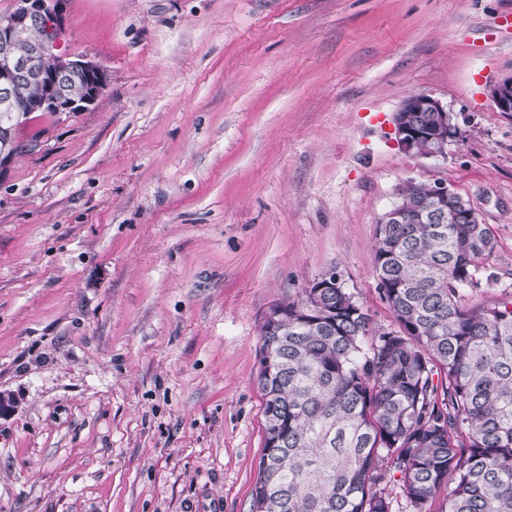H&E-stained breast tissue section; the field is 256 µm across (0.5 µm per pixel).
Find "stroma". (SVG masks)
Returning a JSON list of instances; mask_svg holds the SVG:
<instances>
[{
	"instance_id": "obj_1",
	"label": "stroma",
	"mask_w": 512,
	"mask_h": 512,
	"mask_svg": "<svg viewBox=\"0 0 512 512\" xmlns=\"http://www.w3.org/2000/svg\"><path fill=\"white\" fill-rule=\"evenodd\" d=\"M108 85L10 113L0 164V512H250L261 326L336 271L395 325L376 228L442 181L494 242L466 306L512 299V0H66ZM448 109L405 152L404 100ZM491 100L497 112L512 114V74L499 81L492 88ZM404 112H423L412 113L411 120L417 125L426 122V115L429 116V122L424 128H418L408 118L399 116ZM393 126L397 143L405 151L422 156H433L434 154L420 151V146L429 143L437 134L448 128V131L438 136L430 145L425 146L428 151L443 153L447 148L450 133L453 131L448 110L438 100L424 93L413 94L402 103L395 115Z\"/></svg>"
}]
</instances>
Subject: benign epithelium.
<instances>
[{"label":"benign epithelium","instance_id":"1","mask_svg":"<svg viewBox=\"0 0 512 512\" xmlns=\"http://www.w3.org/2000/svg\"><path fill=\"white\" fill-rule=\"evenodd\" d=\"M62 4L63 0H14L10 15L0 18V98L4 102L13 101L14 89L23 81L37 90L30 111L80 112L105 90L108 75L100 65L61 51ZM36 26L45 28V36L18 49V44ZM491 100L497 111L512 114V74L492 88ZM398 112L394 134L407 152L420 155L421 145L445 129L453 131L448 110L424 93L409 96ZM404 112H424L429 122L419 128L402 117ZM429 200L426 211L431 221L442 222L462 208L457 193L440 181L432 185Z\"/></svg>","mask_w":512,"mask_h":512}]
</instances>
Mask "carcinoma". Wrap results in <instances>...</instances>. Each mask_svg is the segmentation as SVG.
I'll list each match as a JSON object with an SVG mask.
<instances>
[{
	"label": "carcinoma",
	"mask_w": 512,
	"mask_h": 512,
	"mask_svg": "<svg viewBox=\"0 0 512 512\" xmlns=\"http://www.w3.org/2000/svg\"><path fill=\"white\" fill-rule=\"evenodd\" d=\"M429 189L410 183L400 204ZM376 236L396 328L372 326L339 279L275 304L288 318L261 326L251 512H393L394 480L409 512H431L441 491V512H512V301L464 304L492 237L469 206Z\"/></svg>",
	"instance_id": "cac0c4a2"
}]
</instances>
